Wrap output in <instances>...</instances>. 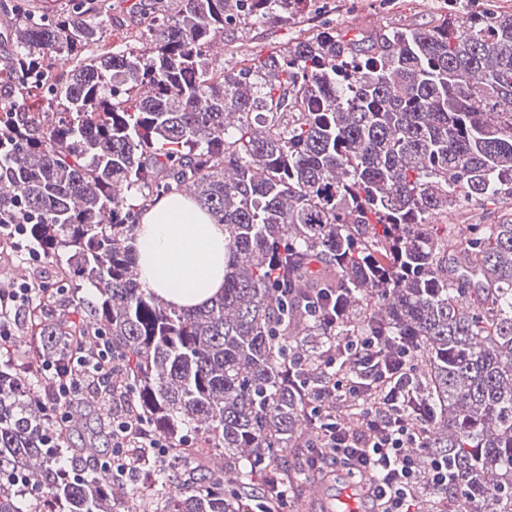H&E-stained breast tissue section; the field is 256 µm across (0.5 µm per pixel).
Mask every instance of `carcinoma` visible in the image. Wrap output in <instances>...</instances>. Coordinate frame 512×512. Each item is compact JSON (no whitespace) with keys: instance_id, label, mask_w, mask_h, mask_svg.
I'll list each match as a JSON object with an SVG mask.
<instances>
[{"instance_id":"obj_1","label":"carcinoma","mask_w":512,"mask_h":512,"mask_svg":"<svg viewBox=\"0 0 512 512\" xmlns=\"http://www.w3.org/2000/svg\"><path fill=\"white\" fill-rule=\"evenodd\" d=\"M315 6L160 2L124 35L147 46L135 55L102 45L107 0L53 14L6 0L0 213L65 257L59 286L97 292L69 325L32 308L24 350L53 358L108 337L126 402L171 443L164 458L130 449L161 512H256L308 493L289 464L316 435L297 383L323 378L334 338L402 337L427 448L471 495L462 512L488 498L512 512V220L464 238L434 221L512 202V14L443 16L366 49L330 25L264 57L240 42L236 71L207 54L240 19ZM187 190L224 225V288L191 308L133 277L143 216ZM40 384L0 367V512H127L140 485L86 471L94 435L58 447Z\"/></svg>"}]
</instances>
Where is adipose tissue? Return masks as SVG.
<instances>
[{
  "label": "adipose tissue",
  "mask_w": 512,
  "mask_h": 512,
  "mask_svg": "<svg viewBox=\"0 0 512 512\" xmlns=\"http://www.w3.org/2000/svg\"><path fill=\"white\" fill-rule=\"evenodd\" d=\"M142 287L194 307L224 286V227L182 195L161 199L139 228Z\"/></svg>",
  "instance_id": "1"
}]
</instances>
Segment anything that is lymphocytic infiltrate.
I'll return each instance as SVG.
<instances>
[{"mask_svg":"<svg viewBox=\"0 0 512 512\" xmlns=\"http://www.w3.org/2000/svg\"><path fill=\"white\" fill-rule=\"evenodd\" d=\"M63 295V290H51L43 283L0 291V352L9 351L20 317L36 301ZM412 358L404 341L383 350L375 336H352L329 348L327 376L307 390L309 416L320 432L305 464L318 472L341 459L349 477L371 476L379 512H457L459 480L447 458L420 461L412 454L424 447L429 421V410L414 387ZM344 359L351 362L350 370H340ZM39 371L47 378L50 424L62 435L65 409L77 404L86 389H113L112 347L100 341L78 353L43 360ZM339 402L357 406L355 421L339 420L335 410ZM102 428L112 449L105 455H89V466L125 471L127 448L136 439L148 441L159 455L167 453V441L136 428L132 416L108 418Z\"/></svg>","mask_w":512,"mask_h":512,"instance_id":"lymphocytic-infiltrate-1","label":"lymphocytic infiltrate"}]
</instances>
